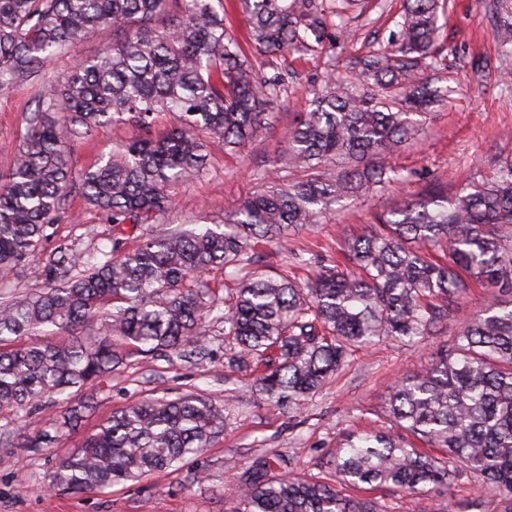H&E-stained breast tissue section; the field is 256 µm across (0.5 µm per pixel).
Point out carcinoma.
Returning a JSON list of instances; mask_svg holds the SVG:
<instances>
[{
	"label": "carcinoma",
	"instance_id": "1",
	"mask_svg": "<svg viewBox=\"0 0 512 512\" xmlns=\"http://www.w3.org/2000/svg\"><path fill=\"white\" fill-rule=\"evenodd\" d=\"M219 7H214L213 3ZM251 49L224 25V0H0V89L40 74L63 50L99 40L57 84L43 88L13 168L0 185V281L25 269L73 193L138 244L83 253L72 247L30 270L44 287L0 298V412L61 407L49 428L21 439L51 448L74 430L91 399L75 393L112 376L132 354L186 356L206 341L203 322L224 323L235 362L261 365L267 400L290 410L323 387L356 350L380 338L413 342L460 311L470 288L512 296V153L450 191L424 181L398 209L347 234L342 260L301 282L253 268L255 246L288 228L321 224L336 204L377 186L405 188L413 174L390 157L423 131L440 89L439 0H406L390 41L344 76L329 74L294 114L287 147L261 188L222 224L138 231L164 211L166 188L202 176L208 145L240 152L269 133L268 107L288 86L284 51L347 45L346 5L326 0H234ZM503 60L512 58V0H489ZM179 124L154 135L160 115ZM139 135L90 168L74 170L70 141L113 123ZM224 271V297L204 275ZM80 329L65 344L20 345L47 328ZM397 432L350 436L333 460L345 483L446 494L453 469L512 503V300L464 318L453 343L425 372L392 387ZM223 415L207 397L137 401L115 411L59 460L51 489L93 492L174 467L208 447ZM243 474L234 512H378L375 502L299 474Z\"/></svg>",
	"mask_w": 512,
	"mask_h": 512
}]
</instances>
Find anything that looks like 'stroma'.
Instances as JSON below:
<instances>
[{"label": "stroma", "mask_w": 512, "mask_h": 512, "mask_svg": "<svg viewBox=\"0 0 512 512\" xmlns=\"http://www.w3.org/2000/svg\"><path fill=\"white\" fill-rule=\"evenodd\" d=\"M385 4V13L372 10L350 17L351 42L346 50L279 57L291 81L287 98L273 107L275 121L268 137L233 156L212 145V164L206 174L171 187V208L148 218L146 229L223 223L225 214L256 190L255 171L283 149L288 115L303 109L313 82L330 71L345 73L350 59L386 42L390 18L402 3L385 0ZM440 23L441 49L447 63L456 68L449 103L435 108L425 135L395 154L392 163L460 184L484 170L490 157L512 153V89L504 82L512 73V63H504L498 54L482 0H455ZM44 81L35 79L0 90V183L13 166ZM130 134L127 126L108 125L89 137L72 140L74 167L83 170L94 165ZM405 197L402 190H373L365 200L337 208L331 223L289 228L285 245L333 264L343 235L362 233L372 213L398 207ZM66 208V216L31 256L30 265H44L57 247L74 242L84 249H111L112 224L81 194H72ZM455 333L450 324L411 346L384 339L361 349L321 391L299 410L290 411L264 400L256 387L255 371L229 366L236 347L225 339L223 325H209L201 353L181 359L135 355L126 367L91 387L94 408L82 429L59 434L50 450L33 451L19 439L20 434L32 436L46 428V412L0 414V433H12L10 440L0 443V512H231L237 504L240 476L262 460L271 462L275 476L298 473L338 485L332 459L339 444L358 432L392 430L387 412L391 386L405 375L428 368ZM190 392L212 399L223 415L222 433L202 453L186 456L168 470L95 492L46 489L47 473L113 410L145 398H175ZM360 492L375 499L380 512H501L503 508L498 493L478 487L464 474L452 477L448 506L432 496L415 497L391 488L365 485Z\"/></svg>", "instance_id": "35a3bbf8"}]
</instances>
